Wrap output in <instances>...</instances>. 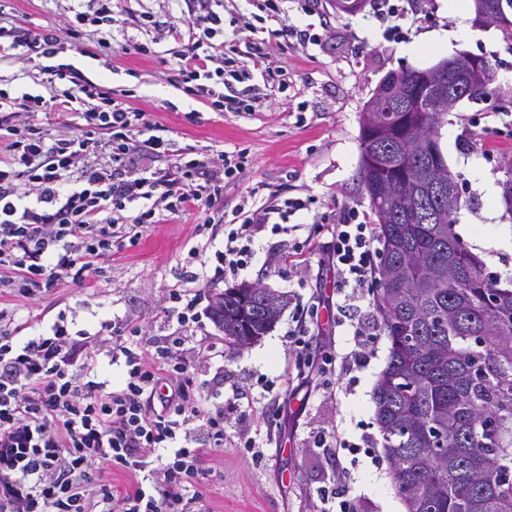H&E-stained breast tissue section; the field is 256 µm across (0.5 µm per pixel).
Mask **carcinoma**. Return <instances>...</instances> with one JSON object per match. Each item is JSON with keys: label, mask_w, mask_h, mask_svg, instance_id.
I'll return each instance as SVG.
<instances>
[{"label": "carcinoma", "mask_w": 512, "mask_h": 512, "mask_svg": "<svg viewBox=\"0 0 512 512\" xmlns=\"http://www.w3.org/2000/svg\"><path fill=\"white\" fill-rule=\"evenodd\" d=\"M424 71L389 72L360 122L359 187L377 218L376 328L389 344L372 393L389 474L405 512H512V288L482 272L455 232L459 198L432 193L447 169L442 112H402L382 93ZM288 305L270 288L217 295L226 343L267 335Z\"/></svg>", "instance_id": "1"}]
</instances>
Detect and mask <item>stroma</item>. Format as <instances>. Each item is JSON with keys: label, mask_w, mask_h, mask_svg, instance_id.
Wrapping results in <instances>:
<instances>
[{"label": "stroma", "mask_w": 512, "mask_h": 512, "mask_svg": "<svg viewBox=\"0 0 512 512\" xmlns=\"http://www.w3.org/2000/svg\"><path fill=\"white\" fill-rule=\"evenodd\" d=\"M393 2L405 10L396 33L377 20L372 2L349 14L336 11L331 0H215L214 10L224 16V51L250 71L249 79L231 85L232 95L252 102L249 112H222L177 88L174 57L185 50V42H155V30L141 20L150 15L179 24L187 13L185 0H112L113 30L153 45L151 56L106 50L97 32L84 36L83 53L65 49L56 57L112 87L116 96L131 93V105L162 124L192 156L204 159L226 151L245 157L239 178L225 185L212 208L143 229L138 239L115 250L96 287L65 281L35 303L0 297L1 306L15 310L24 336L38 334L60 315L87 331L97 379L110 388L121 385L124 372L123 363L110 356L112 337L105 326L113 320L139 326L146 337H184L191 354L201 344L215 346V356L198 365V379L213 395L253 417L256 439L265 448L259 458L241 447L205 460L212 471L203 489L210 512H340L348 500L356 501L359 512H403L372 402L388 344L379 335L365 337L373 352L368 366L342 376L321 372L324 352H349L354 339L336 330V301L302 230L315 225L312 237L320 244L341 211L370 216L369 200L357 182L360 117L388 72L424 70L460 52L490 62V92L459 102L443 116L439 143L458 182L457 234L480 258L486 274L512 276V214L501 200H488L472 176L477 168L497 184L512 173V40L497 27L475 26L450 47L411 54L409 45L456 30L458 19L448 0ZM74 6V0H0V26L38 30L58 25ZM285 27L291 35H282ZM262 50L268 54L264 64L256 61ZM43 65L37 57L24 64L0 57V93L46 96L51 89H64L61 81L48 86ZM287 198L306 204L289 218L299 232H263L251 265L238 275L224 274L215 258L224 237L204 229L205 219L228 221L238 208ZM193 247L207 261V281L190 277L188 251ZM243 283L267 286L287 295L289 303L267 335L250 346L231 348L208 310L216 293ZM174 288L197 297L200 329L165 318ZM314 299L317 315L307 322L312 383L304 399H291L281 386L288 371V330ZM340 438L348 440V447H337Z\"/></svg>", "instance_id": "obj_1"}]
</instances>
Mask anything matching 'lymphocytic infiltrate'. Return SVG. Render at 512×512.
<instances>
[{"instance_id":"1","label":"lymphocytic infiltrate","mask_w":512,"mask_h":512,"mask_svg":"<svg viewBox=\"0 0 512 512\" xmlns=\"http://www.w3.org/2000/svg\"><path fill=\"white\" fill-rule=\"evenodd\" d=\"M92 12H75L65 27L24 31L19 40L44 57L63 42L79 47L88 26L111 24L112 0H92ZM182 26H169L173 39L190 47L176 57L184 93L215 107L246 109L226 95L240 71H225L223 57L201 54L202 45L224 37V19L212 0H190ZM66 89L53 104L78 118L77 134L46 143L35 118L42 96L14 99L0 116V294L36 300L63 281L97 282L114 249L136 239L140 228L211 208L226 179L240 168L237 154L183 160L159 124L131 111L109 88L75 67L59 72ZM108 147L107 164H92L90 148ZM137 157L139 171L127 165ZM304 203L238 211L216 257L238 274L254 260L265 229ZM321 265L336 292V325L367 335L362 309L371 294L377 249L372 225L343 217L329 228ZM14 314L0 308V512H205L202 486L210 473L204 457L241 441L255 447L253 423L237 417L224 430V404L215 401L195 368L183 357L180 336L143 342L140 328L112 323V357L123 360L118 389L97 380L90 357L64 317L37 336L21 339ZM135 474L119 491L113 470Z\"/></svg>"}]
</instances>
